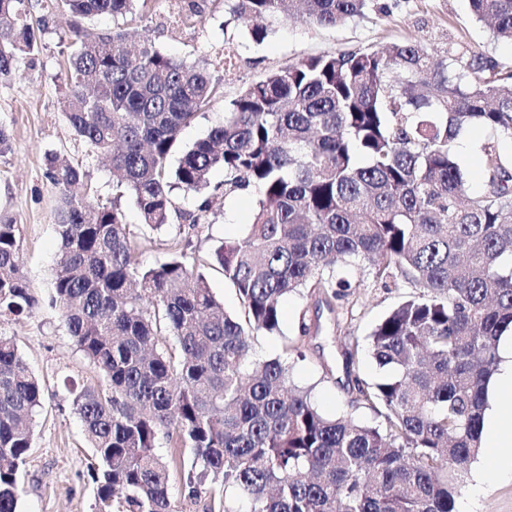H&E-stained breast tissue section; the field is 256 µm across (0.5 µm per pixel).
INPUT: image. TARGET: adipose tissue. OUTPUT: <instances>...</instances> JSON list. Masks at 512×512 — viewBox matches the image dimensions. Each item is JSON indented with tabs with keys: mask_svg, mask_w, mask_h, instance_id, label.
Instances as JSON below:
<instances>
[{
	"mask_svg": "<svg viewBox=\"0 0 512 512\" xmlns=\"http://www.w3.org/2000/svg\"><path fill=\"white\" fill-rule=\"evenodd\" d=\"M499 372L488 386L482 441L487 454L483 472L512 475V431L503 430L502 418H512V331L505 332L499 344Z\"/></svg>",
	"mask_w": 512,
	"mask_h": 512,
	"instance_id": "ef3b65f1",
	"label": "adipose tissue"
}]
</instances>
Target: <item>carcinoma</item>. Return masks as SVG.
<instances>
[{"label":"carcinoma","mask_w":512,"mask_h":512,"mask_svg":"<svg viewBox=\"0 0 512 512\" xmlns=\"http://www.w3.org/2000/svg\"><path fill=\"white\" fill-rule=\"evenodd\" d=\"M372 0H224L261 44L258 21L300 17L338 27ZM472 15L512 42V0H469ZM67 12L61 50L70 92L64 117L94 155L110 158L112 200L97 199L79 163L46 156L60 196L61 239L52 303L75 347L107 378L73 397L99 466V512L124 493L127 512H176L164 443L189 449L188 497L220 483L224 512H457L481 453L487 385L512 329V166L484 144L486 192L469 196L453 142L467 127L512 137V66L419 42L303 56L253 80L224 104L223 124L174 154L182 129L218 99L213 73L235 67L178 59L129 26L152 0H49ZM29 0H0V79L39 52ZM112 17L110 31L94 27ZM223 192L259 189L243 237L214 257L244 308L224 311L205 275L172 240L169 257L134 261L142 235L208 223L213 170ZM197 195L185 211L172 191ZM368 265L417 292L368 337L385 376L356 401L384 423L328 416L279 358L252 353L258 332L280 330L281 302L301 288L332 308L352 288L324 275ZM38 300L23 271L18 225L0 217V319ZM43 388L13 337L0 335V512H17L18 473L32 447Z\"/></svg>","instance_id":"cac0c4a2"}]
</instances>
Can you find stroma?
<instances>
[{"instance_id":"obj_1","label":"stroma","mask_w":512,"mask_h":512,"mask_svg":"<svg viewBox=\"0 0 512 512\" xmlns=\"http://www.w3.org/2000/svg\"><path fill=\"white\" fill-rule=\"evenodd\" d=\"M188 0H153L148 20L139 26L162 52L177 58L212 59L232 52L235 71L224 80L226 97H234L246 83L287 66L303 55H318L363 47L381 48L418 40L428 47L453 48L512 65V44L494 38L490 28L469 13L468 0H376L375 8L336 28H325L278 18L262 44H255L243 29L224 22V0H204L193 24H173L171 14ZM31 13L44 17L46 28L39 54L19 58L8 80L0 82V128L12 142L11 152L0 156V212L18 224L24 272L39 301L34 313L0 322V334L14 337L30 369L44 385L42 404L34 416V438L19 478L18 512H97L96 485L91 471L95 453L72 406L71 388L105 387L102 373L76 349L59 308L50 304L51 284L60 249L55 226L58 196L45 176V155L55 152L82 164L99 186L102 197L112 198L107 162L90 155L63 115L69 92L61 40L68 34L62 12H44L34 0ZM222 170H214L215 190L207 223L189 234L186 250L208 278L226 312L243 311L235 289L224 280L211 259L220 240L241 238L259 198L256 188L223 194ZM339 276L356 281L351 294L332 307L318 306L307 294H294L282 303L281 331L252 339L256 358L283 355L289 341L303 345L304 359L294 360L292 378L312 390L315 405L324 414H349L374 425L383 419L377 410L357 403L356 382L374 383L381 372L364 351L373 327L412 294L402 278L374 281L363 265L339 269ZM306 320L308 335H300L299 320ZM469 485L457 496L459 512H512V479L487 475L478 497Z\"/></svg>"}]
</instances>
